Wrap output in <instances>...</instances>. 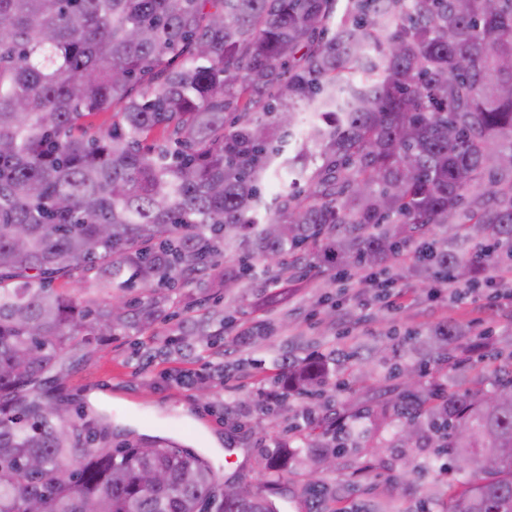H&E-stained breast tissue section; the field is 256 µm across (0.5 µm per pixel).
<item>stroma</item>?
Here are the masks:
<instances>
[{"label": "stroma", "instance_id": "35a3bbf8", "mask_svg": "<svg viewBox=\"0 0 512 512\" xmlns=\"http://www.w3.org/2000/svg\"><path fill=\"white\" fill-rule=\"evenodd\" d=\"M334 274L325 266L309 269L305 288L290 296L280 293L284 278L261 266L245 287L224 294L171 293L153 330L67 353L64 374L52 385L72 413L109 415L114 434L170 436L205 455L218 442L224 479L268 483L292 501L288 512H297L315 479L336 490L323 512H365L386 502L394 512H443L434 493L453 483L456 472L440 470L433 444L407 448L394 430L377 429L371 412L405 394L417 337L456 320L475 336L488 330L495 340L511 338L512 310L495 305L491 285L461 300L454 288L439 291L408 273L397 282L407 292L404 303L389 311L377 287L328 288ZM341 303L361 313L365 325L338 331ZM222 316L232 328H222ZM190 317L200 319L209 347L183 340ZM241 328L249 331L243 344L236 340ZM288 356H321L335 370L316 402L288 394L282 368ZM217 364L219 377L212 373ZM184 368L196 372L194 381L180 380ZM340 416L350 430L347 446L328 471L315 473L305 438L314 429L334 431ZM279 455L288 458L285 470L267 471V460Z\"/></svg>", "mask_w": 512, "mask_h": 512}]
</instances>
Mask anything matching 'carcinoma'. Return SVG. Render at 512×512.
<instances>
[{
  "label": "carcinoma",
  "mask_w": 512,
  "mask_h": 512,
  "mask_svg": "<svg viewBox=\"0 0 512 512\" xmlns=\"http://www.w3.org/2000/svg\"><path fill=\"white\" fill-rule=\"evenodd\" d=\"M334 2L0 0V512H282L169 438L111 446L109 416L74 421L45 388L68 352L151 329L163 300L131 309V284L219 291L302 255L398 279L413 245L428 281L512 266V0H348L332 31ZM299 102L320 119L288 155ZM284 172L304 187L269 205ZM77 274L112 294L52 288ZM449 365L439 404H398L406 441L452 457L445 512H512V359L469 389ZM288 372L304 396L329 378Z\"/></svg>",
  "instance_id": "carcinoma-1"
}]
</instances>
